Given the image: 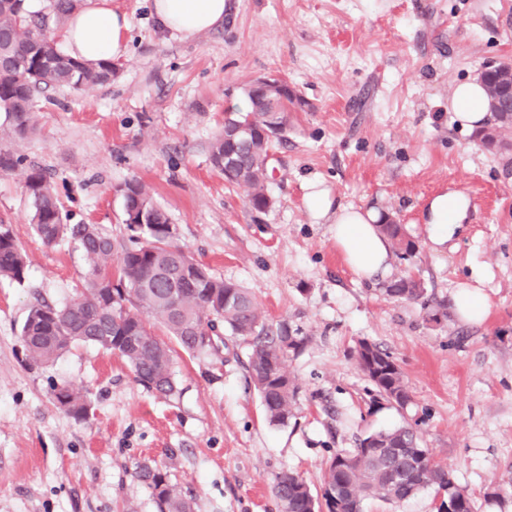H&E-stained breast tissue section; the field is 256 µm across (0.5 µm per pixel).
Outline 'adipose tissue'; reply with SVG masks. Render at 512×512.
Listing matches in <instances>:
<instances>
[{
	"label": "adipose tissue",
	"instance_id": "1",
	"mask_svg": "<svg viewBox=\"0 0 512 512\" xmlns=\"http://www.w3.org/2000/svg\"><path fill=\"white\" fill-rule=\"evenodd\" d=\"M225 0H154V14L162 30L192 37L220 26L224 21ZM129 21L114 10L111 0H87L67 22L62 42L68 55L84 62H97L122 55ZM485 91L477 80L455 86L450 107L461 126L483 125ZM308 212L315 220L332 221L336 248L348 267L362 279H372L389 268V244L376 226L380 213L373 208L353 207L334 202L330 191L318 178L303 186ZM466 218L464 201L455 196L434 197L427 210V234L434 245L452 240Z\"/></svg>",
	"mask_w": 512,
	"mask_h": 512
}]
</instances>
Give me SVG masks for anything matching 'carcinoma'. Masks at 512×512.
<instances>
[{"label": "carcinoma", "instance_id": "1", "mask_svg": "<svg viewBox=\"0 0 512 512\" xmlns=\"http://www.w3.org/2000/svg\"><path fill=\"white\" fill-rule=\"evenodd\" d=\"M82 2L48 0L40 11L26 5L21 12L0 8V139L18 142L36 131L38 93L112 83L115 68L110 60L89 64L65 55L56 45L48 53L43 50L53 40L52 32ZM245 99L247 109L226 113L225 122L248 121L273 130L274 138L253 134V143L237 153V173L230 185L245 189L250 209L263 212L272 206L266 185L267 159L286 140L289 113L296 107L291 100L282 112H257L253 97ZM230 148L224 133H219L209 149L212 165L219 166ZM24 161L20 154L1 152L0 171L14 172ZM23 176L35 233L47 245L63 240L77 244L87 262L89 283L86 295L61 307L31 306L20 332L29 363L47 365L75 344H90L121 358L146 388L170 397L177 393L172 349L158 344L147 320L163 326L192 356L217 353L212 341H220L224 331L248 345L250 384L260 395L269 422H288L297 385L287 362L301 350L304 338L293 335L286 322L267 320L248 289L213 275L174 245L175 225L145 184L138 180L125 183L124 216L134 223L127 225L131 245L122 248L121 264L114 272L112 237L98 224L67 223L62 202L41 169L30 166ZM379 230L395 256L416 255V242L404 225L388 218ZM27 274L26 256L11 228L0 224V279L20 284ZM381 291L391 298L421 303L429 322L448 318L446 305L427 299L422 282L409 273L383 283ZM354 357L372 384L370 402L384 401L398 410L410 404L408 383L389 353L361 340ZM56 399L76 419L89 414V398L69 387L58 389ZM135 474L151 489L157 512H195L194 500L172 482L167 469L143 462ZM431 487L448 496L454 512H478L475 498L433 460L416 429L401 425L368 434L351 451L334 453L324 470L320 492H313L302 476L288 470L277 474L274 493L283 512H364L369 499L397 505ZM507 496H512V478L493 487L484 498L500 503Z\"/></svg>", "mask_w": 512, "mask_h": 512}]
</instances>
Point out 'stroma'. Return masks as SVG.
Masks as SVG:
<instances>
[{
  "label": "stroma",
  "mask_w": 512,
  "mask_h": 512,
  "mask_svg": "<svg viewBox=\"0 0 512 512\" xmlns=\"http://www.w3.org/2000/svg\"><path fill=\"white\" fill-rule=\"evenodd\" d=\"M152 5L112 0L129 19L112 83L39 95L35 134L0 140V150L44 169L71 223L102 225L118 246L128 231L117 189L145 183L178 245L304 336L288 362L294 415L268 422L240 342L229 359L175 350L170 398L91 345L30 365L20 331L31 305L84 293L87 265L72 242L36 237L21 174L0 175V224L29 262L23 283L0 281V512H156L135 476L144 460L166 467L197 512H280L278 473L298 472L319 490L334 452L404 422L478 512H512V498L484 500L512 478V170L460 129L448 103L458 82L512 57V0H225L223 26L189 38L162 32ZM266 73L309 108L292 113L273 151L274 205L258 218L244 190L212 167L209 147L225 112L243 109L242 86ZM312 177L341 202L405 225L418 252L391 257L390 275L413 273L450 302L458 281L482 271L486 320L452 313L431 323L419 304L384 296L380 278L359 279L329 225L306 209ZM446 192L468 199V216L436 247L423 219ZM360 340L402 368L406 410L370 404L352 356ZM62 386L87 391V418L59 406Z\"/></svg>",
  "instance_id": "obj_1"
}]
</instances>
